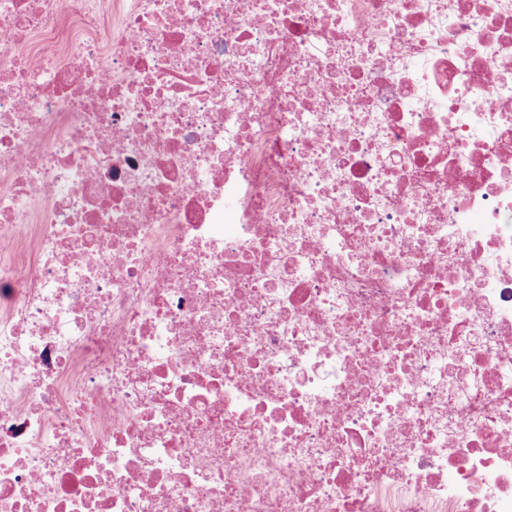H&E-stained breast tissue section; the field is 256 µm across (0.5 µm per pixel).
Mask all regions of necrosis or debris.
Instances as JSON below:
<instances>
[{
	"label": "necrosis or debris",
	"mask_w": 512,
	"mask_h": 512,
	"mask_svg": "<svg viewBox=\"0 0 512 512\" xmlns=\"http://www.w3.org/2000/svg\"><path fill=\"white\" fill-rule=\"evenodd\" d=\"M0 512H512V0H0Z\"/></svg>",
	"instance_id": "necrosis-or-debris-1"
}]
</instances>
